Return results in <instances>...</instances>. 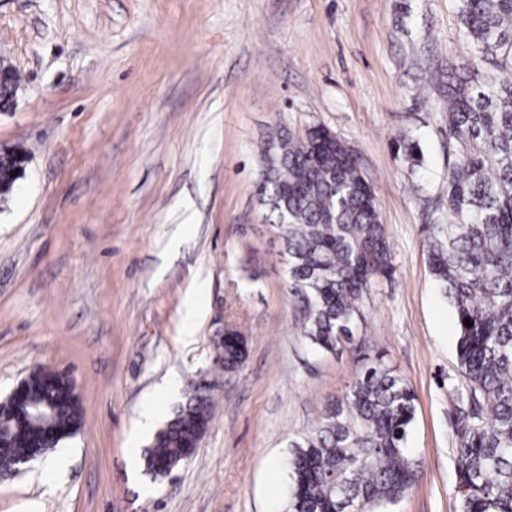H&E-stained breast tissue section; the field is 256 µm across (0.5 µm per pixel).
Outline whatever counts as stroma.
<instances>
[{"mask_svg": "<svg viewBox=\"0 0 512 512\" xmlns=\"http://www.w3.org/2000/svg\"><path fill=\"white\" fill-rule=\"evenodd\" d=\"M475 53L456 0H0V65L20 78L0 149L26 154L0 198V398L45 367L83 411L78 434L0 481V512H284L291 441L361 369L309 351L254 194L271 128L316 125L357 155L392 245L357 335L416 394L419 478L376 512H459L458 330L424 228L448 221L436 76ZM227 328L248 351L230 373L214 362ZM200 385L212 414L194 456L151 480L142 413L165 424Z\"/></svg>", "mask_w": 512, "mask_h": 512, "instance_id": "obj_1", "label": "stroma"}]
</instances>
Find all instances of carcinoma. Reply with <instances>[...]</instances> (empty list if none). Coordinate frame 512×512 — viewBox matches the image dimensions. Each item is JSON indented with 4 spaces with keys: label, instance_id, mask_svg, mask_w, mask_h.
<instances>
[{
    "label": "carcinoma",
    "instance_id": "1",
    "mask_svg": "<svg viewBox=\"0 0 512 512\" xmlns=\"http://www.w3.org/2000/svg\"><path fill=\"white\" fill-rule=\"evenodd\" d=\"M462 33L481 56L439 71L448 100V223L425 228L428 264L456 311L454 390L462 424L455 460L460 512H512V0H457ZM20 150L0 152V195L8 196ZM258 193L288 257V288L301 304L303 338L315 354L348 346L362 370L347 393L327 405L308 435L292 442V489L285 512H346L347 504L396 503L418 478L407 448L415 394L380 352L355 341L359 301L375 278L394 272L374 187L352 150L324 126L304 137L271 132L260 153ZM469 320L472 326L464 324ZM224 368H239L246 350L217 342ZM211 400L195 394L144 450L145 470L168 476L211 418ZM83 412L63 384L57 411L41 424L13 421L6 455L53 436L43 454L77 434Z\"/></svg>",
    "mask_w": 512,
    "mask_h": 512
}]
</instances>
